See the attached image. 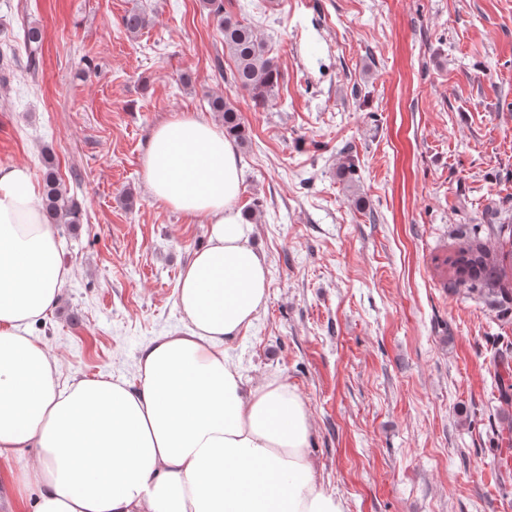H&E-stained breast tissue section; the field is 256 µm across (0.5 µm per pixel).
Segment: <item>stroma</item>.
<instances>
[{"instance_id": "stroma-1", "label": "stroma", "mask_w": 512, "mask_h": 512, "mask_svg": "<svg viewBox=\"0 0 512 512\" xmlns=\"http://www.w3.org/2000/svg\"><path fill=\"white\" fill-rule=\"evenodd\" d=\"M281 79L255 106L231 80L203 0H0V165L51 153L79 203L57 225L70 276L30 328L69 383L135 381L142 348L185 332L179 278L207 226L142 179L153 129L223 125L231 98L241 212L267 301L231 344L247 382L277 375L313 420L320 483L349 512H512V301L441 277L434 258L512 218V0H224ZM149 18L137 36L131 11ZM45 32L25 69L23 28ZM354 182L337 173L345 160Z\"/></svg>"}]
</instances>
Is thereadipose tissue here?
<instances>
[{
  "label": "adipose tissue",
  "instance_id": "ef3b65f1",
  "mask_svg": "<svg viewBox=\"0 0 512 512\" xmlns=\"http://www.w3.org/2000/svg\"><path fill=\"white\" fill-rule=\"evenodd\" d=\"M156 202L204 220L183 271L185 333L160 336L138 381L61 382L28 332L70 271L29 165L0 166V474L33 512H347L315 478L312 423L277 376L246 384L230 343L265 305L268 269L237 207L234 142L207 119L159 124L142 162ZM35 449L27 461V449Z\"/></svg>",
  "mask_w": 512,
  "mask_h": 512
}]
</instances>
